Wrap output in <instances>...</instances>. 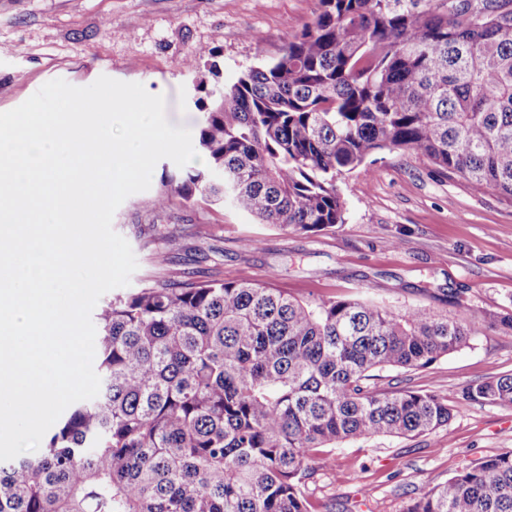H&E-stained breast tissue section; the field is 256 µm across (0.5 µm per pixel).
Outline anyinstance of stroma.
Listing matches in <instances>:
<instances>
[{
  "mask_svg": "<svg viewBox=\"0 0 512 512\" xmlns=\"http://www.w3.org/2000/svg\"><path fill=\"white\" fill-rule=\"evenodd\" d=\"M318 0H0V112L45 83L100 76L143 84L166 100L168 122L198 134L195 75L217 67L232 84L277 59L311 22ZM177 170L160 160L147 191L116 210L113 229L138 268L130 285L215 279L269 283L305 300L368 298L478 317L512 305V199L475 188L428 159L383 150L336 178L345 221L316 234L260 224L230 206L157 199ZM192 235L179 245L177 226ZM512 373V334L486 329L422 370L385 369L377 388L449 396L448 428L323 449L303 484L314 512H405L476 460L512 449V406L473 400L464 387Z\"/></svg>",
  "mask_w": 512,
  "mask_h": 512,
  "instance_id": "obj_1",
  "label": "stroma"
}]
</instances>
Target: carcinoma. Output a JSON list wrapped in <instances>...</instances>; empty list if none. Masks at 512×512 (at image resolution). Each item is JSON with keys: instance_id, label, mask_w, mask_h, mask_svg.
Returning <instances> with one entry per match:
<instances>
[{"instance_id": "obj_1", "label": "carcinoma", "mask_w": 512, "mask_h": 512, "mask_svg": "<svg viewBox=\"0 0 512 512\" xmlns=\"http://www.w3.org/2000/svg\"><path fill=\"white\" fill-rule=\"evenodd\" d=\"M275 61L207 90L197 150L169 179L261 224L345 221L336 176L381 150L422 156L512 199V0H319ZM97 323L99 395L74 403L39 455L0 462V512H311L323 448L450 425L448 398L378 391L479 335L373 300L303 302L270 285L166 280ZM464 395L512 405V373ZM406 512H512V450L463 467Z\"/></svg>"}]
</instances>
